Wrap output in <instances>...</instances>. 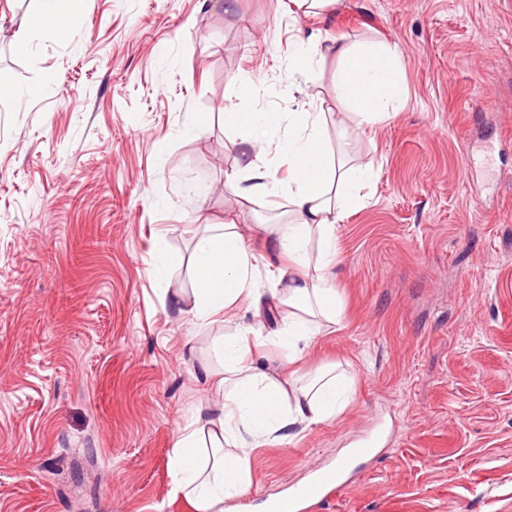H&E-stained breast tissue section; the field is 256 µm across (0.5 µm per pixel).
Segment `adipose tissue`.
<instances>
[{"label": "adipose tissue", "instance_id": "adipose-tissue-1", "mask_svg": "<svg viewBox=\"0 0 512 512\" xmlns=\"http://www.w3.org/2000/svg\"><path fill=\"white\" fill-rule=\"evenodd\" d=\"M81 2L38 0L36 11L15 32L16 45L26 47L35 29L67 37ZM336 59V102L356 127L405 106L407 92L396 49L340 41ZM280 119L269 112H228L224 124L245 132L243 165L228 176L236 195L248 203L281 197L294 214L293 221L284 224L253 227L255 235L288 260L278 271L272 294L282 309L277 344L293 361L325 326L340 322L341 303L330 274L335 228L348 211L362 205L359 191L373 180L375 169L335 156L326 135L325 113L303 110L284 118L289 137L281 152L288 162V183L280 185L259 144L260 136ZM199 251L194 317L209 322L225 316L241 299L257 302L260 272L237 221L211 225ZM261 343L259 332L250 325L223 342L221 371L204 373L216 402L197 408L192 420L174 434L171 492L192 512H224L225 500L244 494L251 485V449L281 438L290 427L334 419L351 400L348 383L334 368H317L305 384L261 369L253 359V349Z\"/></svg>", "mask_w": 512, "mask_h": 512}]
</instances>
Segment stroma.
Wrapping results in <instances>:
<instances>
[{
  "instance_id": "stroma-1",
  "label": "stroma",
  "mask_w": 512,
  "mask_h": 512,
  "mask_svg": "<svg viewBox=\"0 0 512 512\" xmlns=\"http://www.w3.org/2000/svg\"><path fill=\"white\" fill-rule=\"evenodd\" d=\"M83 0L68 39L13 34L36 0H0V512H188L171 442L212 396L203 367L239 322L189 315L208 224L239 200L224 114L336 109L333 38L397 47L407 104L333 149L372 164L336 228L340 323L289 363L351 381L336 419L252 452L239 512L271 502L402 419L389 453L321 512H512V0ZM322 32L304 77L297 36ZM207 120L193 131L195 117ZM494 149L490 168L464 154ZM163 253H156V243ZM164 272H156V263Z\"/></svg>"
}]
</instances>
